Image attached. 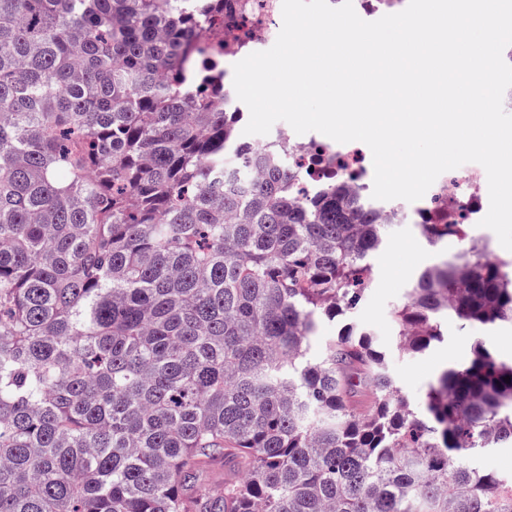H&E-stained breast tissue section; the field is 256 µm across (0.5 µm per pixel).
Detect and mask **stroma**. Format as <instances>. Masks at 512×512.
Here are the masks:
<instances>
[{
    "label": "stroma",
    "instance_id": "stroma-1",
    "mask_svg": "<svg viewBox=\"0 0 512 512\" xmlns=\"http://www.w3.org/2000/svg\"><path fill=\"white\" fill-rule=\"evenodd\" d=\"M417 221L414 206L409 203L402 218L386 226L385 244L372 259L371 282L351 320L369 330L377 345L387 352L388 370L396 387L419 409L438 373L445 367L467 362L477 341H484L499 359H512V326L504 324L490 332L452 316L442 323L443 342L421 354L397 349L393 309L405 302L408 288L423 269L453 258L463 249L454 238L430 244Z\"/></svg>",
    "mask_w": 512,
    "mask_h": 512
}]
</instances>
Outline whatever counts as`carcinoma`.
<instances>
[{
	"mask_svg": "<svg viewBox=\"0 0 512 512\" xmlns=\"http://www.w3.org/2000/svg\"><path fill=\"white\" fill-rule=\"evenodd\" d=\"M224 0H0V512H512V360L484 342L424 412L373 336L384 225L288 147L244 155L199 35ZM434 245L453 224H422ZM512 324V259L424 269L399 350ZM224 461V495L198 477ZM476 462L481 468L497 471L502 475H512V448H499L483 453Z\"/></svg>",
	"mask_w": 512,
	"mask_h": 512,
	"instance_id": "obj_1",
	"label": "carcinoma"
}]
</instances>
